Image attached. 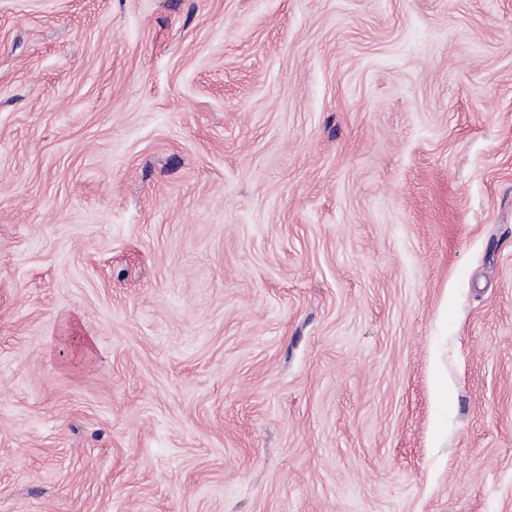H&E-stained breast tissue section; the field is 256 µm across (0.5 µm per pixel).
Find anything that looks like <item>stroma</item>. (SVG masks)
I'll list each match as a JSON object with an SVG mask.
<instances>
[{
  "label": "stroma",
  "instance_id": "1",
  "mask_svg": "<svg viewBox=\"0 0 512 512\" xmlns=\"http://www.w3.org/2000/svg\"><path fill=\"white\" fill-rule=\"evenodd\" d=\"M0 512H512V0H0Z\"/></svg>",
  "mask_w": 512,
  "mask_h": 512
}]
</instances>
